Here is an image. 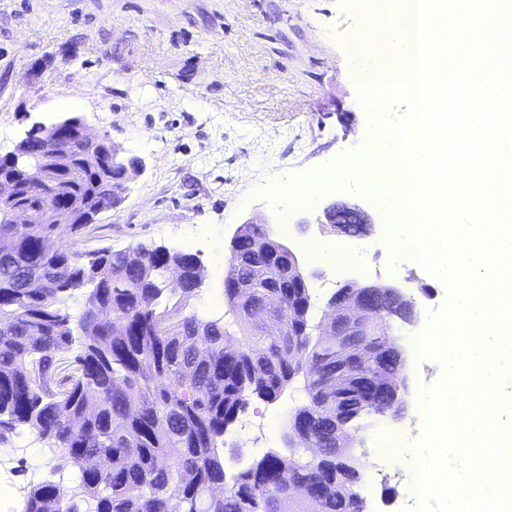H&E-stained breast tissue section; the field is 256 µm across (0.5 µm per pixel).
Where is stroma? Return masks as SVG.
<instances>
[{
    "mask_svg": "<svg viewBox=\"0 0 512 512\" xmlns=\"http://www.w3.org/2000/svg\"><path fill=\"white\" fill-rule=\"evenodd\" d=\"M365 19L361 0H0V156L69 109L92 134L120 144L141 169L84 246L197 254L206 277L189 307L200 312L220 302L236 229L249 219L277 229L275 180L284 174L289 185H304L336 173L331 191L291 204L284 238L315 272L314 293L327 300V282L366 280V268L395 258L379 232L352 237L320 221L334 201L390 221L352 172L373 140L357 101L354 46ZM304 241L336 245L345 259L301 251ZM385 281L414 296L416 335L446 299L444 283L411 264ZM418 365L408 355V405L387 429H410L424 390L446 374L437 359L425 375ZM291 407L286 398L254 403L245 415L253 433L233 426L225 435L227 470L259 451L284 449ZM12 443L20 490L51 478L56 466L77 473L28 428Z\"/></svg>",
    "mask_w": 512,
    "mask_h": 512,
    "instance_id": "obj_1",
    "label": "stroma"
}]
</instances>
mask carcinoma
<instances>
[{
	"label": "carcinoma",
	"mask_w": 512,
	"mask_h": 512,
	"mask_svg": "<svg viewBox=\"0 0 512 512\" xmlns=\"http://www.w3.org/2000/svg\"><path fill=\"white\" fill-rule=\"evenodd\" d=\"M40 135L18 170L23 201L45 204L48 169ZM134 161L102 169L72 161L53 203L79 220L104 213L118 198ZM56 224H12L0 208V444L20 427L59 449L79 469L80 495L58 483L28 489L24 512H366L361 490L369 464L354 441L336 447V423L355 435L386 415L388 396L362 390L394 359L364 350L347 367L304 270L285 275L284 244L263 224H246L224 275V314L186 311L205 272L199 257L165 246L124 250L67 248ZM83 309L67 305L76 293ZM302 383L290 421H308L315 451L292 434L284 456L268 450L232 475L224 435L255 399L273 403Z\"/></svg>",
	"instance_id": "1"
}]
</instances>
